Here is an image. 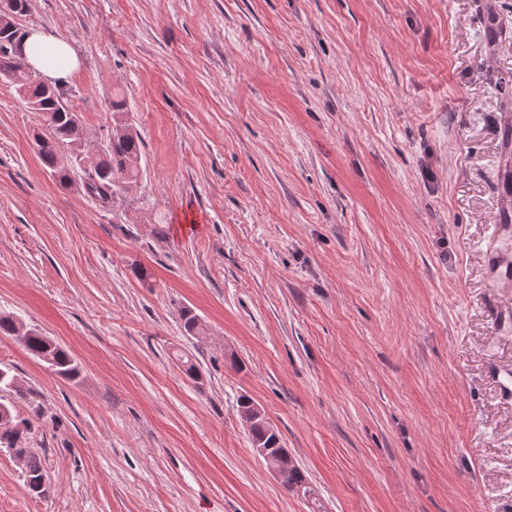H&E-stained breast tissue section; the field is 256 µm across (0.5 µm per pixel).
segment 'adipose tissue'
<instances>
[{
  "instance_id": "1",
  "label": "adipose tissue",
  "mask_w": 512,
  "mask_h": 512,
  "mask_svg": "<svg viewBox=\"0 0 512 512\" xmlns=\"http://www.w3.org/2000/svg\"><path fill=\"white\" fill-rule=\"evenodd\" d=\"M25 52L31 67L51 81L67 79L79 65V57L73 46L45 29L30 33Z\"/></svg>"
}]
</instances>
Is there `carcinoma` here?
<instances>
[{
    "label": "carcinoma",
    "instance_id": "1",
    "mask_svg": "<svg viewBox=\"0 0 512 512\" xmlns=\"http://www.w3.org/2000/svg\"><path fill=\"white\" fill-rule=\"evenodd\" d=\"M26 2L28 0H6L0 10V79L14 84L29 108L43 115L46 128L35 136V143L50 176L66 188L82 174L85 176L83 187L88 194L103 204L121 201L143 174L142 141L130 119L127 100L121 95L112 99L114 128L109 140L102 145L90 141L81 117L70 107L63 90L33 76L28 63L12 49L14 40L25 37L16 18L27 12ZM180 318L186 335L197 340L207 335L204 323L192 309L181 308ZM19 342L57 374L70 380L79 377L78 365L71 355L37 329L26 330ZM0 392H8L20 400L29 395L16 376L3 368H0ZM238 413L242 421L251 422L249 435L256 450L263 449L269 456L286 452L280 435L260 405L243 397L238 401ZM32 429L31 419L19 417L14 405L0 402V449L22 460L25 488L28 493L40 496L46 492V480L40 454L27 447ZM278 480L286 490L318 501L299 466L280 471Z\"/></svg>",
    "mask_w": 512,
    "mask_h": 512
}]
</instances>
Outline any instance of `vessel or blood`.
I'll list each match as a JSON object with an SVG mask.
<instances>
[{"label":"vessel or blood","mask_w":512,"mask_h":512,"mask_svg":"<svg viewBox=\"0 0 512 512\" xmlns=\"http://www.w3.org/2000/svg\"><path fill=\"white\" fill-rule=\"evenodd\" d=\"M502 204L485 250V266L493 288H512V169L499 171Z\"/></svg>","instance_id":"obj_1"}]
</instances>
